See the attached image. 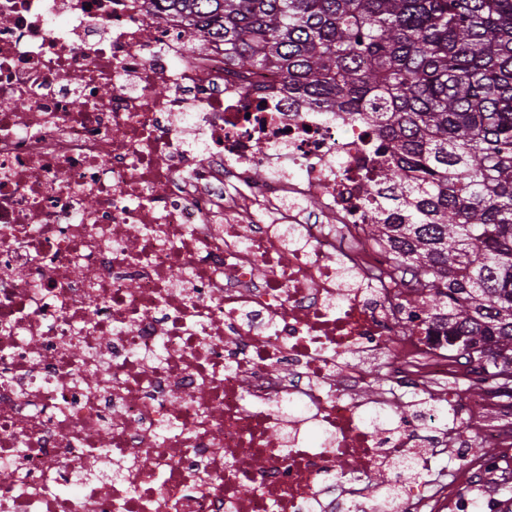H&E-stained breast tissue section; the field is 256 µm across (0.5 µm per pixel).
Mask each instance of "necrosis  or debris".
<instances>
[{
  "instance_id": "1",
  "label": "necrosis or debris",
  "mask_w": 512,
  "mask_h": 512,
  "mask_svg": "<svg viewBox=\"0 0 512 512\" xmlns=\"http://www.w3.org/2000/svg\"><path fill=\"white\" fill-rule=\"evenodd\" d=\"M189 43L145 0H0V512L467 500L422 432L488 403L445 387L469 368L440 344L384 343L372 129ZM472 432L462 467L498 479L501 436ZM408 456L429 479L373 493Z\"/></svg>"
}]
</instances>
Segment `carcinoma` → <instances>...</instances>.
<instances>
[{"mask_svg":"<svg viewBox=\"0 0 512 512\" xmlns=\"http://www.w3.org/2000/svg\"><path fill=\"white\" fill-rule=\"evenodd\" d=\"M241 78L350 112L390 145L387 212L365 228L390 255L404 317L438 322L448 358L512 415V0H148Z\"/></svg>","mask_w":512,"mask_h":512,"instance_id":"cac0c4a2","label":"carcinoma"}]
</instances>
